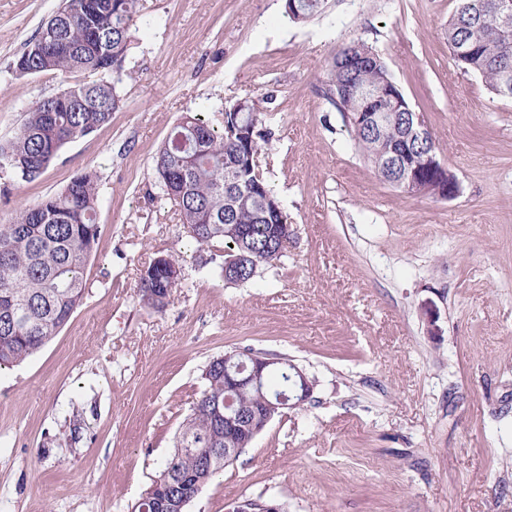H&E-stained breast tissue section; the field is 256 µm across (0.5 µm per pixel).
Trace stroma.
<instances>
[{"label":"stroma","mask_w":512,"mask_h":512,"mask_svg":"<svg viewBox=\"0 0 512 512\" xmlns=\"http://www.w3.org/2000/svg\"><path fill=\"white\" fill-rule=\"evenodd\" d=\"M60 0H0V142L66 88L11 66ZM457 0H140L122 107L37 179H8L0 221L95 171L101 235L83 303L51 342L0 370V512H130L173 453L230 350L276 354L315 378L188 505L229 512H512V99L462 69ZM380 55L455 175L452 200L384 181L331 92L338 50ZM263 118L264 174L292 232L244 285L198 249L155 180L182 115L213 125L241 101ZM181 286L138 295L156 253ZM81 423L71 442L73 423ZM158 257H164V259L161 263L155 266L152 272L149 273L150 269L153 267V262ZM170 266L173 267L170 268ZM179 267L181 268V265L178 261L170 256L159 255L155 257L148 265V276L145 277L144 274H140L138 291L141 301L154 309L162 310L168 303L171 291H166L167 288H164L160 280L164 278L167 274V269L169 268V274L167 276L168 288L177 284L180 285L183 275L181 270L182 268L180 269Z\"/></svg>","instance_id":"stroma-1"}]
</instances>
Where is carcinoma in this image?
<instances>
[{
    "label": "carcinoma",
    "instance_id": "carcinoma-1",
    "mask_svg": "<svg viewBox=\"0 0 512 512\" xmlns=\"http://www.w3.org/2000/svg\"><path fill=\"white\" fill-rule=\"evenodd\" d=\"M140 0H62V5L26 43L20 55L19 76L55 74L80 80L31 106L14 137L0 144V171L22 181H33L58 156L61 148L107 124L122 105L118 84L131 42V28ZM321 0H296L295 20L319 12ZM488 0H458L448 23V44L463 38L472 55L461 66L482 75L498 91L501 73L512 70V42L493 40L495 17ZM375 90H390L372 104L375 112L389 113L387 123L375 129L357 120L355 99L346 97L351 80ZM331 83L341 111L363 152L372 163L399 154L400 163L420 159L434 145L409 149L398 140L401 121L393 95H402L381 57L360 41L340 49L333 62ZM260 113L247 101L224 110V125L215 127L198 115L185 116L159 147L153 170L164 194L173 200L189 237L200 248H220L224 259L241 267L233 283H246L261 264L281 257L288 215L273 208L279 201L265 178L249 160L262 149L258 138H226L227 129L247 124L257 127ZM101 184L94 172L74 177L60 191L0 224V367L25 362L59 334L87 291L85 267L100 237L98 211ZM229 224L242 228L231 234ZM178 264L164 257L148 276L139 278L144 304L161 310L171 292L161 279ZM291 368L274 364L264 389H224V363L211 361L202 374L203 389L180 428L173 454L142 494L134 512H154L163 501L191 498L224 469L219 448H246L255 439L243 427L227 429L224 415L242 411L246 422L264 430L267 405L289 392Z\"/></svg>",
    "mask_w": 512,
    "mask_h": 512
}]
</instances>
